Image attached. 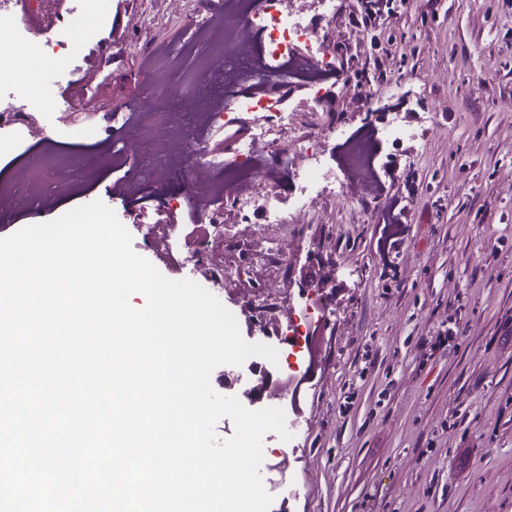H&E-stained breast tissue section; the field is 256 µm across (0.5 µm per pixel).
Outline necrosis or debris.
Masks as SVG:
<instances>
[{"mask_svg":"<svg viewBox=\"0 0 512 512\" xmlns=\"http://www.w3.org/2000/svg\"><path fill=\"white\" fill-rule=\"evenodd\" d=\"M21 13L24 28L10 29L7 49L0 50V77L24 83L27 72L18 54L30 37L43 40L48 62L82 55L92 60L96 46L76 40L66 10L57 0H0V15ZM142 60L153 79L144 88L146 99L158 101L154 112L130 109L115 112L105 127L109 152H84L85 164L73 172L69 153L47 145V129L66 123V114L84 108L88 95L80 82L65 80L58 95L45 99L33 94L10 100L0 107V161L12 168L0 183V204L27 209L47 207L56 197L94 183L104 165L112 167V190L121 197L149 193L154 181L182 177L186 193L182 204L189 211L208 216V224L188 246L183 258L191 275L223 292L227 282L223 265L214 262V245L223 244L224 208L243 214H262L268 228L284 223L280 206L260 200L257 183L273 184L275 169L263 168L261 154H287L286 137L294 115L282 108L279 98L264 92L262 84L288 79L304 83L308 98L326 101L334 58L315 36L314 23L293 10L289 0H225L220 23L191 26V36L180 50L149 43ZM239 114H256L252 139L233 156L213 151L211 143ZM336 126L316 129L302 137L304 166L292 180L289 200L295 213L305 211L318 197L334 192L336 174L322 149L336 137ZM146 135L148 145L141 160L129 158L127 138ZM322 317L314 293L299 294L288 310L287 342L298 350Z\"/></svg>","mask_w":512,"mask_h":512,"instance_id":"obj_1","label":"necrosis or debris"}]
</instances>
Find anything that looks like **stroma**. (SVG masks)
Instances as JSON below:
<instances>
[{
  "instance_id": "1",
  "label": "stroma",
  "mask_w": 512,
  "mask_h": 512,
  "mask_svg": "<svg viewBox=\"0 0 512 512\" xmlns=\"http://www.w3.org/2000/svg\"><path fill=\"white\" fill-rule=\"evenodd\" d=\"M370 2L337 0L317 26L336 62L328 118L358 137L393 108L420 136L380 143L367 182L343 165V142L328 143L341 193L282 232L279 264L261 261L265 237L225 207L237 238L221 255L224 306L246 342L276 347L282 369L288 305L303 282L323 285L326 320L302 357L315 372L280 462L296 491L287 512H512V0H389L367 26ZM107 7L104 29L72 18L105 62L98 109L73 118L75 145L139 101V37L179 47L186 17H211L224 0ZM111 185L106 168L68 205L1 215L0 237L99 200L174 278L183 232L162 257L134 215L170 206L184 183L142 206L111 198Z\"/></svg>"
}]
</instances>
